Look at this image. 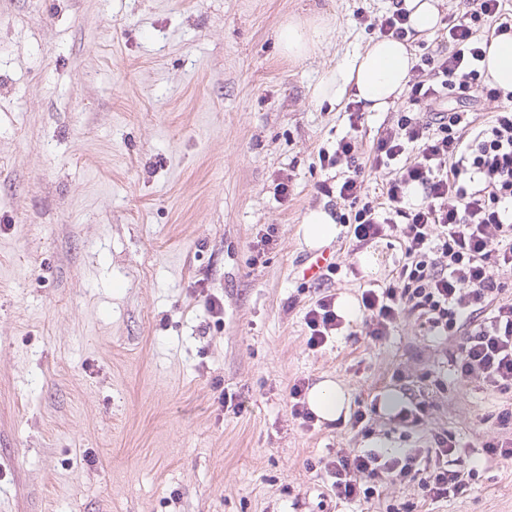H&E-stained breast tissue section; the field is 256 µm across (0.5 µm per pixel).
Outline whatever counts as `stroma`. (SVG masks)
Returning <instances> with one entry per match:
<instances>
[{"label": "stroma", "mask_w": 512, "mask_h": 512, "mask_svg": "<svg viewBox=\"0 0 512 512\" xmlns=\"http://www.w3.org/2000/svg\"><path fill=\"white\" fill-rule=\"evenodd\" d=\"M390 6L0 0V512H367L323 495L312 467L400 450L402 428L384 410L366 436L342 420L306 431L288 407L300 379L341 382L354 408L427 400L429 428L496 436L502 399L457 380L414 321L377 343L358 311L350 334L307 345L301 225L339 213L317 191L333 175L319 151L349 130L313 90ZM313 11L325 45L284 57L280 24ZM349 230L328 243L345 264L331 290L355 299L402 252L353 251ZM364 253L373 271L351 274ZM426 512H512V464L479 466Z\"/></svg>", "instance_id": "1"}]
</instances>
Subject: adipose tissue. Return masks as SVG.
Here are the masks:
<instances>
[{"label":"adipose tissue","instance_id":"adipose-tissue-1","mask_svg":"<svg viewBox=\"0 0 512 512\" xmlns=\"http://www.w3.org/2000/svg\"><path fill=\"white\" fill-rule=\"evenodd\" d=\"M328 29L319 16L291 17L282 24L278 42L283 55L291 59L314 54L327 40ZM415 63L408 43L375 38L357 48L341 64L329 69L313 91L316 104L342 103L345 99L361 102L365 111L385 112L406 93ZM483 77L502 92L512 93V34L492 37L482 63ZM313 414L333 423L347 417L350 398L336 380L327 378L314 385L306 395Z\"/></svg>","mask_w":512,"mask_h":512}]
</instances>
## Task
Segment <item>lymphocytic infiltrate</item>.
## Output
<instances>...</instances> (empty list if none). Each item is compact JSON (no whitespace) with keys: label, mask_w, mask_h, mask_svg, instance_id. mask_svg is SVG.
Returning a JSON list of instances; mask_svg holds the SVG:
<instances>
[{"label":"lymphocytic infiltrate","mask_w":512,"mask_h":512,"mask_svg":"<svg viewBox=\"0 0 512 512\" xmlns=\"http://www.w3.org/2000/svg\"><path fill=\"white\" fill-rule=\"evenodd\" d=\"M486 30H478V20ZM512 30L505 0H477L473 12L445 25L437 49L420 54L412 68L405 102L378 127L370 152L357 132L364 125L358 103L346 106L351 133L333 151H320L327 169L344 168L341 180L319 184L320 194L348 207L356 248L393 238L403 261L387 282L362 286L359 307L366 336L382 342L398 322L415 317L428 332L449 343L447 356L459 379H478L494 394L512 393V300L489 269L490 258L512 268V94L481 80L483 45ZM468 101L470 117L449 109ZM494 103L483 117L478 103ZM425 105L426 115L416 112ZM469 123L472 135L457 128ZM387 170L379 195L367 192L365 169ZM307 345L325 346L347 326L336 296L324 286L305 311ZM430 405L401 406L394 415L411 429L412 448L393 454L383 448L337 452L324 465L327 491L337 499L382 503L384 512H416L465 489L474 461L463 454L451 430H426ZM416 484L417 498L385 499L394 480Z\"/></svg>","instance_id":"1"}]
</instances>
